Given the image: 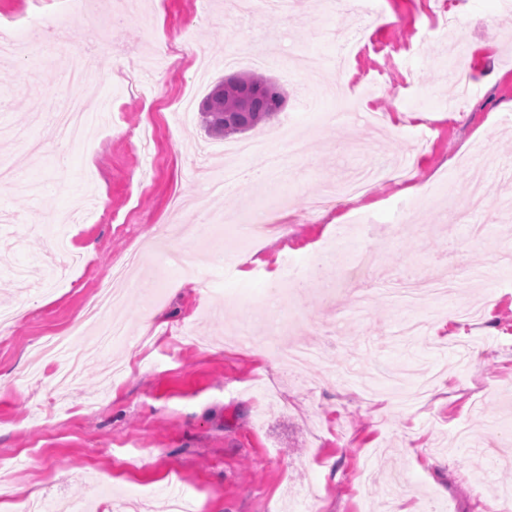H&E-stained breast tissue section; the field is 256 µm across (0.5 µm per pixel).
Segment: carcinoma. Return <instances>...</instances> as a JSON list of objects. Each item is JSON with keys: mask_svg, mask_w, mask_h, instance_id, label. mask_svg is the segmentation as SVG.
I'll list each match as a JSON object with an SVG mask.
<instances>
[{"mask_svg": "<svg viewBox=\"0 0 512 512\" xmlns=\"http://www.w3.org/2000/svg\"><path fill=\"white\" fill-rule=\"evenodd\" d=\"M284 100L283 89L271 79L253 73L232 75L206 97L202 122L218 137L241 133L275 117Z\"/></svg>", "mask_w": 512, "mask_h": 512, "instance_id": "cac0c4a2", "label": "carcinoma"}]
</instances>
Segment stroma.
<instances>
[{"mask_svg": "<svg viewBox=\"0 0 512 512\" xmlns=\"http://www.w3.org/2000/svg\"><path fill=\"white\" fill-rule=\"evenodd\" d=\"M115 2L129 6L120 25L102 0H86L90 25L62 15V0H0V16L38 6L68 36L53 53L24 41L0 59V166L16 171L0 196V312L15 314L0 329V507L161 512L177 488L195 512H490L512 493V8L458 0L452 27L437 0H371L367 17L305 0L251 20L223 0ZM266 35L277 43L263 73L286 95L277 119L303 151L278 182L228 190L236 220L222 224L197 202L204 168L228 162L199 107L228 75L225 54ZM95 36L109 72L61 84L66 48ZM455 40L471 87L459 109L445 97ZM158 42L162 62L139 69ZM380 43L395 47L392 62ZM66 96L110 114L89 145L32 120ZM340 105L348 116L331 123ZM404 154L408 179L311 212L326 184ZM85 197L98 216L42 223ZM271 213L283 232L249 236ZM165 226L193 275L157 266ZM62 235L83 264L54 250ZM367 244L377 267L350 272L349 250ZM133 251L141 266L115 312L127 339L59 383L55 364L35 359L43 336L69 331ZM458 266L489 269L460 297L482 308L470 323L451 301L379 294L405 271ZM277 283L285 301L269 294ZM152 288L156 329L143 324ZM267 336L320 357L289 370Z\"/></svg>", "mask_w": 512, "mask_h": 512, "instance_id": "stroma-1", "label": "stroma"}]
</instances>
